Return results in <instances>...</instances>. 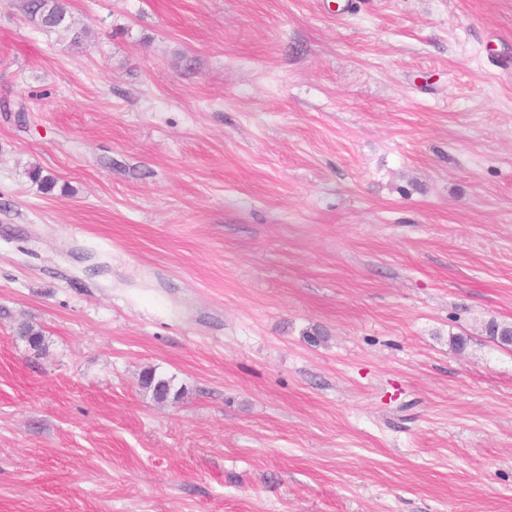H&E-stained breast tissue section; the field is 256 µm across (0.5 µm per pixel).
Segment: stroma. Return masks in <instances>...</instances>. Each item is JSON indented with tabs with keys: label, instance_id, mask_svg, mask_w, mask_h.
Here are the masks:
<instances>
[{
	"label": "stroma",
	"instance_id": "35a3bbf8",
	"mask_svg": "<svg viewBox=\"0 0 512 512\" xmlns=\"http://www.w3.org/2000/svg\"><path fill=\"white\" fill-rule=\"evenodd\" d=\"M67 23L0 0V512H512V0ZM172 380L157 376L154 370L144 372L142 384L146 389L152 391L155 399L166 400L173 390Z\"/></svg>",
	"mask_w": 512,
	"mask_h": 512
}]
</instances>
